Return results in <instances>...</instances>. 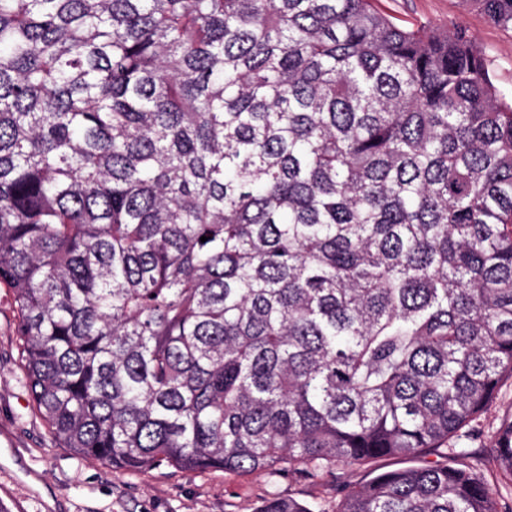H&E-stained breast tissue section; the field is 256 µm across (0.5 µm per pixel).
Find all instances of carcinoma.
I'll use <instances>...</instances> for the list:
<instances>
[{
  "label": "carcinoma",
  "instance_id": "obj_1",
  "mask_svg": "<svg viewBox=\"0 0 512 512\" xmlns=\"http://www.w3.org/2000/svg\"><path fill=\"white\" fill-rule=\"evenodd\" d=\"M374 2L0 0V288L65 447L316 474L446 447L512 379V94ZM494 453L512 483V419ZM332 512L500 510L450 462Z\"/></svg>",
  "mask_w": 512,
  "mask_h": 512
}]
</instances>
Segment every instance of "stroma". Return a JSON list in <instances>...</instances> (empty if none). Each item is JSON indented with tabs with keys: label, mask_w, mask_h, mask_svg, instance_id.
<instances>
[{
	"label": "stroma",
	"mask_w": 512,
	"mask_h": 512,
	"mask_svg": "<svg viewBox=\"0 0 512 512\" xmlns=\"http://www.w3.org/2000/svg\"><path fill=\"white\" fill-rule=\"evenodd\" d=\"M377 6L409 26L466 28L490 60L497 84L512 90V30L491 24L473 0H377ZM14 324L6 291L0 288V505L5 512H254L271 495L330 508L372 475L406 465L382 457L314 478H271L221 470L185 473L166 465L131 474L83 459L53 437L34 407ZM511 417L509 379L455 441L461 452L458 465L480 472L503 508L512 504V489L491 449L497 429Z\"/></svg>",
	"instance_id": "obj_1"
}]
</instances>
